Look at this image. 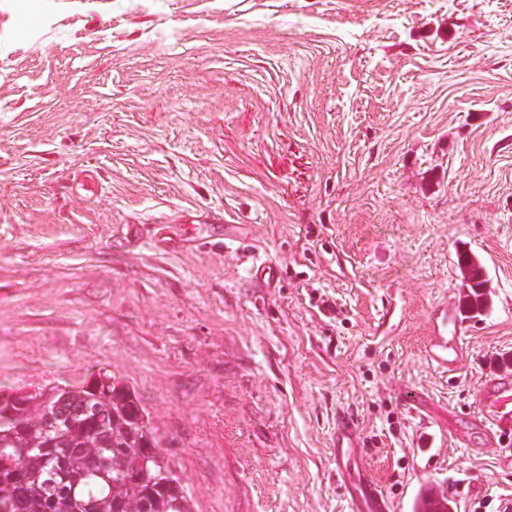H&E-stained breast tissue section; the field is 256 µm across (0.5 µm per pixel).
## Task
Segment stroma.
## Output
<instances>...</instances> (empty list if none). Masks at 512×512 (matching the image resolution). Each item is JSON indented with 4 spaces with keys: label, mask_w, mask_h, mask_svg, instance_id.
<instances>
[{
    "label": "stroma",
    "mask_w": 512,
    "mask_h": 512,
    "mask_svg": "<svg viewBox=\"0 0 512 512\" xmlns=\"http://www.w3.org/2000/svg\"><path fill=\"white\" fill-rule=\"evenodd\" d=\"M138 2L0 0V389L110 372L192 512H350L344 413L391 512L512 500V0ZM457 266L460 270L469 273L466 284L467 292L463 296L462 311L468 319L486 316L492 308L490 293L486 292L485 284L488 279L485 277L484 264L482 259L475 253L469 251H457ZM481 409L478 423L487 435L496 439L510 432L512 426V386L508 377L486 382L479 394ZM333 443L338 450L350 453L358 448V428L353 419L343 416L337 420Z\"/></svg>",
    "instance_id": "35a3bbf8"
}]
</instances>
